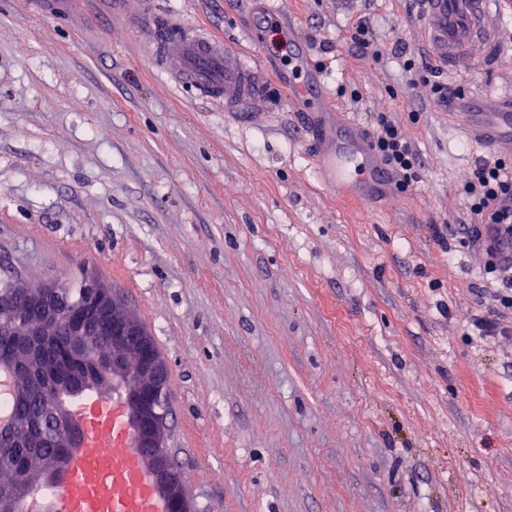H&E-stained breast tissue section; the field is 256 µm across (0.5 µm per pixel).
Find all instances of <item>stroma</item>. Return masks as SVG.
Masks as SVG:
<instances>
[{"instance_id": "1", "label": "stroma", "mask_w": 512, "mask_h": 512, "mask_svg": "<svg viewBox=\"0 0 512 512\" xmlns=\"http://www.w3.org/2000/svg\"><path fill=\"white\" fill-rule=\"evenodd\" d=\"M259 55L265 0H154ZM140 0H0V282L89 274L115 287L169 365L172 459L195 512H512V312L465 243L462 181L487 148L460 131L408 0H285L337 114L397 121L421 180L358 204L320 174L288 68L273 107L220 112L146 54ZM366 22L380 58L355 56ZM470 90L512 84V52ZM359 93L352 104L351 93Z\"/></svg>"}]
</instances>
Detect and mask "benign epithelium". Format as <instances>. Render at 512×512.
<instances>
[{
    "label": "benign epithelium",
    "mask_w": 512,
    "mask_h": 512,
    "mask_svg": "<svg viewBox=\"0 0 512 512\" xmlns=\"http://www.w3.org/2000/svg\"><path fill=\"white\" fill-rule=\"evenodd\" d=\"M87 300L70 310L60 285L37 291L21 286L0 292V334L11 337L10 354L0 353V375L13 401L41 395L48 411L26 422L14 414L0 417V448H33L52 442L57 452L42 469L40 480L22 474L12 490L0 492V512H20L29 496L57 487L81 447L84 429L73 421L69 401L93 393L101 400L120 399L133 448L150 477L163 512H193L186 480L173 469L166 448L167 423L159 411L165 395L168 365L139 317L123 297L99 277L87 279Z\"/></svg>",
    "instance_id": "obj_1"
}]
</instances>
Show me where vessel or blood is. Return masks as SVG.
<instances>
[{
	"label": "vessel or blood",
	"mask_w": 512,
	"mask_h": 512,
	"mask_svg": "<svg viewBox=\"0 0 512 512\" xmlns=\"http://www.w3.org/2000/svg\"><path fill=\"white\" fill-rule=\"evenodd\" d=\"M408 2L409 20L436 67L459 77L502 57L503 0ZM136 27L153 45L163 69L216 107L228 112L269 111L262 60L245 62L222 40L149 9L138 14ZM292 87L289 106L308 113L333 111L322 70L297 68ZM459 105L456 118L471 139L512 153L511 90L504 93L494 112L482 111L480 98L467 94L460 95ZM312 135L322 142L320 171L338 194L366 202L390 183V172L360 126L340 128L330 135L316 129ZM78 419L86 429V439L60 487L58 502L48 503L49 512H161L148 477L138 468L119 404L90 403L80 408Z\"/></svg>",
	"instance_id": "vessel-or-blood-1"
}]
</instances>
